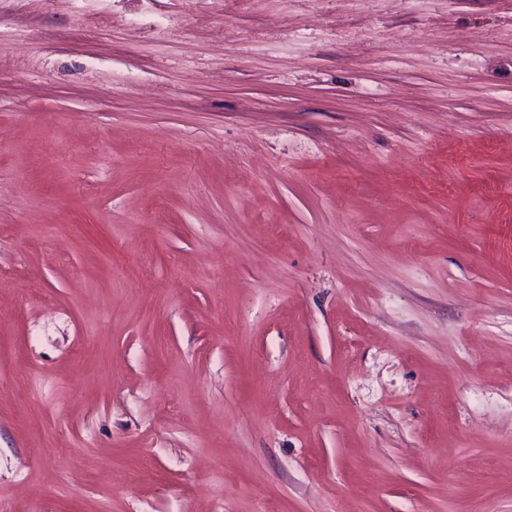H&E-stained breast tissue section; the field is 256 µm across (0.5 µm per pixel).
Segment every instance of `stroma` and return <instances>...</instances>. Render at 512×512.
Listing matches in <instances>:
<instances>
[{"label":"stroma","instance_id":"35a3bbf8","mask_svg":"<svg viewBox=\"0 0 512 512\" xmlns=\"http://www.w3.org/2000/svg\"><path fill=\"white\" fill-rule=\"evenodd\" d=\"M0 512H512V0H0Z\"/></svg>","mask_w":512,"mask_h":512}]
</instances>
